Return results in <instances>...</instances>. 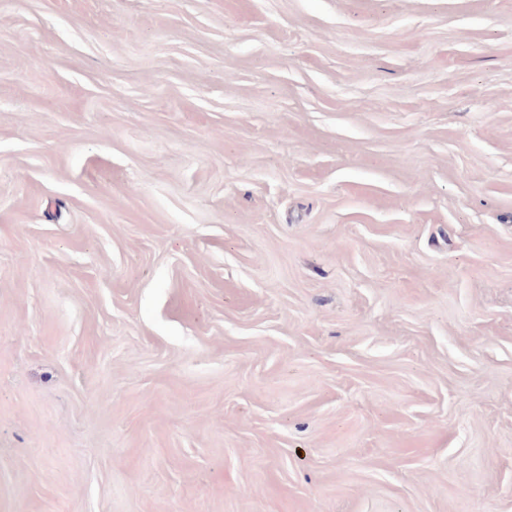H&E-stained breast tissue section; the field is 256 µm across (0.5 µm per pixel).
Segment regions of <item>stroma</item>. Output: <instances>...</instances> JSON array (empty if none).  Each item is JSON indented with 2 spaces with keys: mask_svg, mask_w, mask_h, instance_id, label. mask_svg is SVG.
I'll use <instances>...</instances> for the list:
<instances>
[{
  "mask_svg": "<svg viewBox=\"0 0 512 512\" xmlns=\"http://www.w3.org/2000/svg\"><path fill=\"white\" fill-rule=\"evenodd\" d=\"M0 512H512V0H0Z\"/></svg>",
  "mask_w": 512,
  "mask_h": 512,
  "instance_id": "35a3bbf8",
  "label": "stroma"
}]
</instances>
